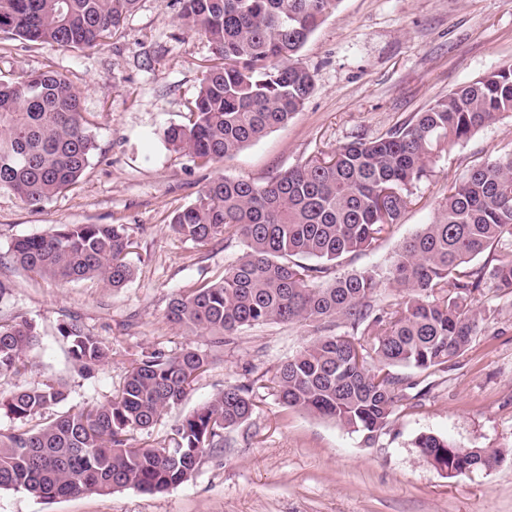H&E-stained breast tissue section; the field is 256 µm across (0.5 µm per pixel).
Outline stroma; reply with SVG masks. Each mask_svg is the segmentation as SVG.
<instances>
[{
	"label": "stroma",
	"instance_id": "obj_1",
	"mask_svg": "<svg viewBox=\"0 0 512 512\" xmlns=\"http://www.w3.org/2000/svg\"><path fill=\"white\" fill-rule=\"evenodd\" d=\"M179 12L176 0H138L112 39L83 50L0 33V79L48 70L67 78L96 144L80 181L42 206L0 193V280L13 285L0 299V321L25 318L38 331L24 368L0 375V397L57 382L69 393L67 407L103 403L142 352L194 348L209 352L208 370L137 443L167 444L173 425L230 384L251 385L257 409L225 433L188 482L167 493L125 489L44 501L1 490L0 512H512V459L449 477L413 445L427 432L464 448L512 449V294L484 290V329L447 368L402 369L424 394L398 402L386 431L369 445L332 422L285 409L277 398L278 366L323 335L322 326L263 325L215 347L205 333L166 318L175 293L218 281L244 250L237 238L205 245L178 238L169 228L177 210L215 177L268 181L403 125L449 91L512 63V0H339L301 55L315 82L303 109L209 168L162 139L166 127L187 122L214 60L207 38L186 30ZM510 150L506 115L432 166L399 224L373 248L347 256L336 273L389 265L397 246L432 222L452 183ZM53 224L124 225L133 243L132 281L115 291L17 269L12 243ZM73 319L112 352L94 377L78 372L59 334Z\"/></svg>",
	"mask_w": 512,
	"mask_h": 512
}]
</instances>
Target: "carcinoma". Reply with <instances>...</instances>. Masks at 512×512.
<instances>
[{
    "label": "carcinoma",
    "mask_w": 512,
    "mask_h": 512,
    "mask_svg": "<svg viewBox=\"0 0 512 512\" xmlns=\"http://www.w3.org/2000/svg\"><path fill=\"white\" fill-rule=\"evenodd\" d=\"M138 0H0V32L73 49L112 38ZM185 26L205 36L216 63L204 76L188 122L163 130L166 145L199 166L231 157L302 110L314 78L301 53L338 0H178ZM512 113V63L450 91L400 127L352 141L329 159H311L257 183L219 176L177 211L170 229L206 244L237 237L242 256L222 280L175 294L167 320L222 344L267 323L338 322L274 375L280 403L371 441L390 424L416 384L394 372L447 367L481 330L478 295L512 294V151L472 168L438 203L434 220L395 250L390 265L319 279L349 254L369 248L399 223L430 164L477 130ZM95 140L80 93L52 71L0 80V192L42 205L84 175ZM132 242L122 224H53L16 239L15 266L59 282L121 289L132 279ZM486 256L480 264L475 261ZM315 264H310V261ZM399 298L377 301L382 284ZM81 373L91 378L110 348L72 320L59 327ZM37 338L26 320L0 322V374L20 370ZM209 355L141 353L117 394L59 412L41 428L0 433V490L52 500L123 489L160 494L195 472L224 432L256 409L252 390L228 385L171 428L170 442L133 444L178 407ZM68 398L54 382L0 400L15 419L43 416ZM414 445L450 477L489 470L501 448H462L421 433Z\"/></svg>",
    "instance_id": "cac0c4a2"
}]
</instances>
